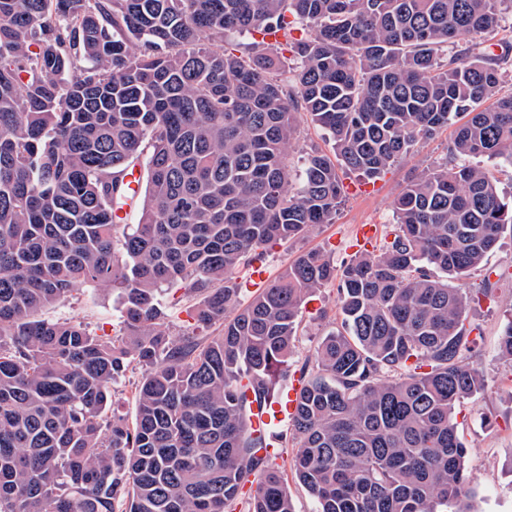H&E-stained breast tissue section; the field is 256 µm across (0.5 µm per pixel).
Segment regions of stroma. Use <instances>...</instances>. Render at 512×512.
I'll use <instances>...</instances> for the list:
<instances>
[{
  "instance_id": "1",
  "label": "stroma",
  "mask_w": 512,
  "mask_h": 512,
  "mask_svg": "<svg viewBox=\"0 0 512 512\" xmlns=\"http://www.w3.org/2000/svg\"><path fill=\"white\" fill-rule=\"evenodd\" d=\"M450 131L417 143L377 181L366 182L356 175L344 176V201L333 223L311 229L304 237L270 248L260 267L267 281L277 279L299 254L320 248L334 252L336 262L350 260L357 253L360 228L378 226L381 235L372 242L380 247L383 235L394 228L392 202L400 190L423 169L442 160L448 152ZM491 282L493 296L471 305L469 321L478 327L476 365L485 380L483 393L461 401L456 407L459 437L466 449L465 470L476 490L477 512H512V363L501 359L497 345L505 319L512 312V230H504L497 248L484 265L465 278L467 289ZM165 313V331L178 341L191 325L189 312L196 296L177 287H165L158 294ZM46 319L80 322L98 336L117 335L122 309L111 287L82 283L42 313ZM341 317L334 287L321 289L309 302L297 328L293 369H300L327 334L335 331ZM276 463L285 472L286 489L294 512H316L317 502L298 481L292 470L295 454L292 429L283 426Z\"/></svg>"
}]
</instances>
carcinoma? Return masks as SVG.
<instances>
[{
  "mask_svg": "<svg viewBox=\"0 0 512 512\" xmlns=\"http://www.w3.org/2000/svg\"><path fill=\"white\" fill-rule=\"evenodd\" d=\"M510 19L512 0H0V512H235L247 482V512H294L251 406L330 285L340 328L291 418L317 512H474L454 410L485 387L465 311L492 289L452 281L512 228L475 163L512 165V44L490 43ZM303 115L333 153L307 154L291 192ZM448 125L452 162L403 187L378 252H304L244 307L223 286L331 223L340 169L374 181ZM129 200L135 224L115 215ZM81 282L119 292L121 336L38 317ZM178 283L217 335L169 340L156 294ZM133 364L130 421L110 408Z\"/></svg>",
  "mask_w": 512,
  "mask_h": 512,
  "instance_id": "obj_1",
  "label": "carcinoma"
}]
</instances>
